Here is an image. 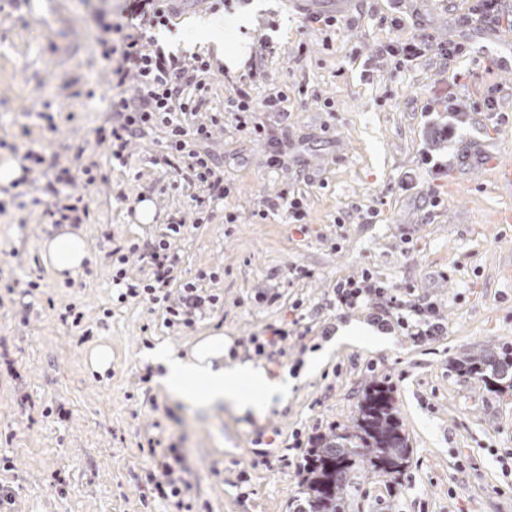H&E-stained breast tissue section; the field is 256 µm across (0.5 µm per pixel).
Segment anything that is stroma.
I'll use <instances>...</instances> for the list:
<instances>
[{
	"instance_id": "1",
	"label": "stroma",
	"mask_w": 512,
	"mask_h": 512,
	"mask_svg": "<svg viewBox=\"0 0 512 512\" xmlns=\"http://www.w3.org/2000/svg\"><path fill=\"white\" fill-rule=\"evenodd\" d=\"M125 5L0 0V160L37 157L18 186L0 185V343L14 366L0 373V459L10 462L0 484L17 512H293L313 441L351 425L374 381L392 388L411 455L398 480L362 474L346 512H512V388L489 390L457 366L512 344V183L493 168L512 161V72L472 51L487 30L476 0H354L331 29L286 0H184L165 30L186 74L210 64L203 89L187 88L181 121L209 127L191 148L224 177L228 193L215 200L172 154L164 125L131 138L119 159L98 136L122 121L113 101L140 88L133 71L117 82L105 57L122 49ZM211 14L235 22L249 46L237 70L193 42L189 21ZM246 15L255 27L239 25ZM423 32L426 55L396 66L385 46ZM451 43L468 52L445 67ZM449 83L467 120L438 141L433 128L454 118L425 105ZM240 89L256 102L283 95L281 113L258 120L298 162L267 167L226 107ZM427 153L443 172L423 165ZM283 194L300 199L303 223L267 210ZM78 200L91 259L60 281L40 254L56 230L44 211ZM145 200L149 224L136 220ZM175 223L170 302L188 282L218 301L170 327L161 307L120 299L112 251ZM364 268L436 303L443 335L420 345L395 327L386 345L365 336L329 347L330 332L373 322L371 310L337 308L332 293ZM68 308L79 325L60 320ZM271 326L288 337L263 358L249 339ZM211 329L231 339L232 359L288 375V400L258 418L170 398L141 352ZM102 340L112 367L100 374L86 356ZM164 462L185 483L180 498L155 487Z\"/></svg>"
}]
</instances>
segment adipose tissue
<instances>
[{
    "label": "adipose tissue",
    "mask_w": 512,
    "mask_h": 512,
    "mask_svg": "<svg viewBox=\"0 0 512 512\" xmlns=\"http://www.w3.org/2000/svg\"><path fill=\"white\" fill-rule=\"evenodd\" d=\"M195 26L204 45L212 47L216 57L228 67H237L245 58V49L224 25L220 16L197 20ZM41 257L58 279L80 271L90 257L86 234L64 228L41 242ZM231 344L223 331L199 337L186 351L166 343L147 353L152 364L165 370L159 382L165 392L177 399L206 408L226 407L236 414L264 416L276 401L288 395L287 377H269L266 369L251 361L226 365L224 356ZM256 389V396L245 394V387Z\"/></svg>",
    "instance_id": "obj_1"
}]
</instances>
